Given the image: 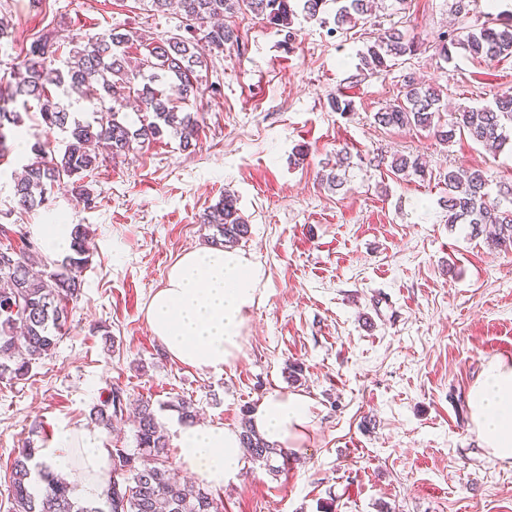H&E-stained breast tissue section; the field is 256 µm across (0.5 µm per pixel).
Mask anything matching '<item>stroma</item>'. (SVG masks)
<instances>
[{
  "label": "stroma",
  "instance_id": "stroma-1",
  "mask_svg": "<svg viewBox=\"0 0 512 512\" xmlns=\"http://www.w3.org/2000/svg\"><path fill=\"white\" fill-rule=\"evenodd\" d=\"M454 0H382L376 22L337 33L296 17L293 48L266 20L231 18L239 40L206 52L194 148L165 135L104 164L88 183L93 207L54 189L29 211L13 180L35 139L63 149L65 135L30 113L0 160V224H81L89 231L84 286L69 305L66 333L26 380L0 382V512H8L7 466L26 441L48 446L57 432L86 427L90 406L115 386L147 399L167 437L180 426L177 397H192L198 421L239 427L274 391L299 392L313 419L278 473L246 460L215 490L224 512H512V463L484 455L469 399L484 365L512 359V252L448 225L440 180L479 168L487 189L512 183V147L494 151L468 135L443 143L413 127L385 128L376 112L396 103L405 77L428 84L453 107H482L512 89V59L494 65L438 56L441 31L482 20ZM10 35L0 40V78L38 35L78 42L130 28L154 38L179 33L174 11L145 0H0ZM394 27L418 44L387 72L359 54ZM220 95H212L211 83ZM353 112L332 111L336 95ZM307 148L297 160L298 148ZM353 160L347 183L321 176L339 150ZM419 156L424 174L397 175L393 158ZM232 194L250 226L241 243L267 279L242 331V350L221 372L170 358L152 335L146 307L184 252L207 245L204 210ZM44 428L32 434L33 424Z\"/></svg>",
  "mask_w": 512,
  "mask_h": 512
}]
</instances>
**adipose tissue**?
<instances>
[{
    "label": "adipose tissue",
    "mask_w": 512,
    "mask_h": 512,
    "mask_svg": "<svg viewBox=\"0 0 512 512\" xmlns=\"http://www.w3.org/2000/svg\"><path fill=\"white\" fill-rule=\"evenodd\" d=\"M267 272L237 249L203 246L185 252L150 297L147 322L167 354L201 371H220L240 351L241 332ZM470 420L485 455L512 460V360L486 363L470 394ZM312 421V402L300 393L273 392L258 403L252 423L269 442L296 450ZM178 462L214 488L244 465L237 429L223 425H186L175 438ZM81 451L75 492L88 500L104 498L111 476L110 450L99 428L79 435L65 431L45 448L54 467L69 470Z\"/></svg>",
    "instance_id": "ef3b65f1"
}]
</instances>
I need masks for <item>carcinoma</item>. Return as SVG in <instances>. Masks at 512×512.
<instances>
[{"label": "carcinoma", "instance_id": "cac0c4a2", "mask_svg": "<svg viewBox=\"0 0 512 512\" xmlns=\"http://www.w3.org/2000/svg\"><path fill=\"white\" fill-rule=\"evenodd\" d=\"M190 36L174 35L161 41L145 42L138 30L104 33L84 43L68 47L52 33L40 35L14 64L10 79L0 82V158L8 155V132L24 123L23 113L39 112L49 129L66 133L62 154H55L49 141H36L20 177L14 184L18 204L26 210L41 207L48 191L68 187L83 205L94 203L86 179L104 163L125 156L135 146L169 133L184 148L192 145L199 130L198 119L173 104L158 86L172 82L182 101L199 93L195 73L203 66L201 43L222 50L237 40L233 29L222 22L224 15L246 13L263 17L284 34V44H294V18L302 13L310 20L326 22L325 14L335 9L336 27L372 22L370 0H177ZM147 53L131 56L135 44ZM489 64L512 58V18H490L475 24L459 37L443 34L436 46L445 60L453 59L452 49ZM416 43L396 28H389L360 54L361 65L380 74L388 61L412 55ZM77 99L63 102L57 91ZM145 106L141 125L133 127L124 109L130 98ZM91 103L90 117H81L75 105ZM440 94L430 86L408 78L403 98L375 114L384 127H415L428 130L443 143L456 132H465L475 142L502 146L512 131V93L507 91L493 104L463 108L450 114L445 125L435 122L440 111ZM22 111H17V107ZM392 171L422 172L419 159L401 156L392 161ZM447 195L443 200L451 225L467 224L472 231L488 232L492 244L512 248V185L499 188L493 196L486 190L482 170L450 169L443 174ZM200 223L213 230L212 241L233 248L250 233V225L239 214L236 199L226 194L211 210L200 216ZM88 230L73 225L69 253L53 262L54 270L40 268L31 258V243L20 239L17 246L0 248V380H22L32 366L52 355L64 336L68 304L81 293L82 273L89 258ZM121 389L112 387L106 397L93 404L90 424L111 430L121 417ZM181 420L192 422L197 411L185 396L174 404ZM135 448H112L111 482L104 498L105 508L93 502H80L70 483L58 478L52 465L44 462L41 479L44 488L34 489L31 461L37 448L33 443L18 450L11 463L7 489L12 512H224L222 501L206 489L181 479L170 461L166 435L152 403L141 400L135 415ZM241 447L270 471L275 456L286 453L263 438L251 421L242 419Z\"/></svg>", "mask_w": 512, "mask_h": 512}]
</instances>
